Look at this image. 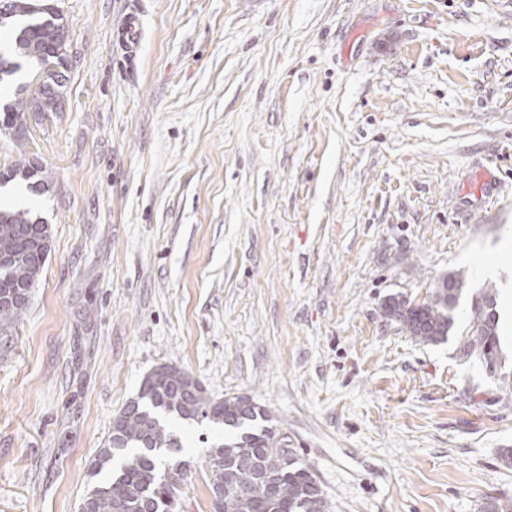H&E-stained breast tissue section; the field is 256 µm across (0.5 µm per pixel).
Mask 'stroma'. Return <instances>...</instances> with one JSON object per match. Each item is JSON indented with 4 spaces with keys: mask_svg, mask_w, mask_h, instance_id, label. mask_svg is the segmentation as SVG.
<instances>
[{
    "mask_svg": "<svg viewBox=\"0 0 512 512\" xmlns=\"http://www.w3.org/2000/svg\"><path fill=\"white\" fill-rule=\"evenodd\" d=\"M63 110L30 125L50 251L0 335V512H78L144 376L266 409L329 512H512V400L459 358L494 286L512 371V0H60ZM137 8L127 60L117 27ZM444 342L390 322L445 273ZM179 512L223 428L176 423Z\"/></svg>",
    "mask_w": 512,
    "mask_h": 512,
    "instance_id": "obj_1",
    "label": "stroma"
}]
</instances>
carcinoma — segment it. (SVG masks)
I'll use <instances>...</instances> for the list:
<instances>
[{"label": "carcinoma", "instance_id": "cac0c4a2", "mask_svg": "<svg viewBox=\"0 0 512 512\" xmlns=\"http://www.w3.org/2000/svg\"><path fill=\"white\" fill-rule=\"evenodd\" d=\"M49 0H9L10 18L0 23V85L23 69L37 67L38 86L20 85L13 96L0 98V133L23 146L29 130L21 122L59 112L65 93L64 48L68 31ZM23 181L44 186L43 168L22 159L0 171V186ZM0 248L12 255L0 270V331L16 325L30 304L31 290L50 248V228L29 209L0 208ZM463 288L461 275L450 273L437 282L432 296L416 310L392 297L384 311L418 342L447 339ZM496 293L485 289L472 309L469 335L460 341L459 358L474 360L490 376L500 375L512 389V372H502ZM224 426L229 435L211 448L208 458L213 512H328L325 491L312 469L293 454L276 448L275 429L266 410L254 402L242 407L241 397L213 399L186 370L162 364L142 380L138 395L115 418L105 447L89 466L91 489L86 512H174L189 462L171 455L181 447L167 417Z\"/></svg>", "mask_w": 512, "mask_h": 512}]
</instances>
